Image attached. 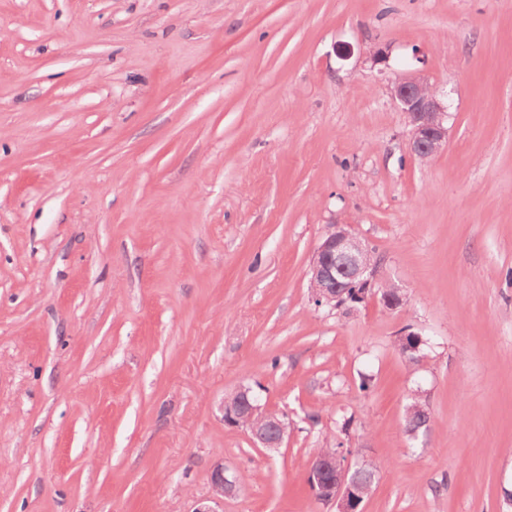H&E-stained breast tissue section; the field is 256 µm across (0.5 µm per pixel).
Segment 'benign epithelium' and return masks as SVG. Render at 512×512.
Returning a JSON list of instances; mask_svg holds the SVG:
<instances>
[{
	"instance_id": "benign-epithelium-1",
	"label": "benign epithelium",
	"mask_w": 512,
	"mask_h": 512,
	"mask_svg": "<svg viewBox=\"0 0 512 512\" xmlns=\"http://www.w3.org/2000/svg\"><path fill=\"white\" fill-rule=\"evenodd\" d=\"M389 93L406 114L412 154L426 160L440 152L448 143L449 112L437 89L422 76L407 75L392 80ZM369 253L366 241L342 225L333 226L310 262L309 288L314 302L323 306L338 301L336 284L340 276L357 279L365 286L360 298L374 295L376 269L363 261ZM238 393V401L221 406L224 424L245 431L256 447L278 451L288 440L290 424L261 405L259 395L251 388L242 387ZM348 456L344 449L337 454L318 453L307 470L308 484L320 485V501L336 503L337 512H356L358 500L371 492L354 483ZM210 480L215 493L212 504L201 503L193 512H219L215 505L238 491L236 478L222 464L213 468Z\"/></svg>"
}]
</instances>
